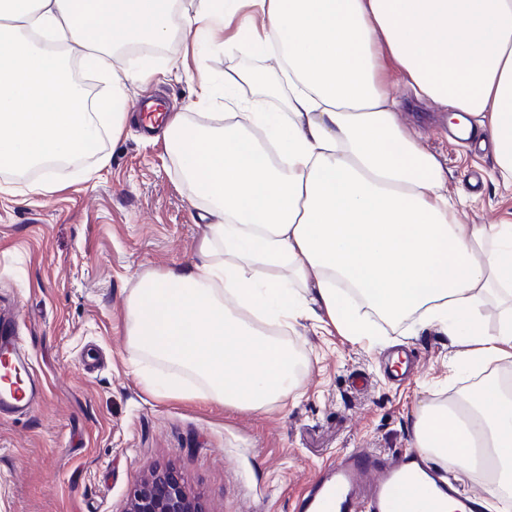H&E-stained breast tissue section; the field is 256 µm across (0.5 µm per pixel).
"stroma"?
<instances>
[{
    "mask_svg": "<svg viewBox=\"0 0 512 512\" xmlns=\"http://www.w3.org/2000/svg\"><path fill=\"white\" fill-rule=\"evenodd\" d=\"M184 43L172 37L129 61L153 71L131 85V101L156 95L165 112L193 116L224 109V73L275 62L225 48L223 35L199 64L213 79L210 103L180 70ZM388 88L398 119L441 162L450 192L465 198L458 224H511L512 189L489 177L491 153L449 143V115L417 100L406 85ZM148 118L131 112L118 141L77 151L54 168L57 188L28 193L40 174L0 172V306L12 307L43 391L28 415L0 421V512H123L151 465L170 466L206 512H295L307 485L352 448L410 449L415 412L477 389L487 371L512 375V358L489 369L454 366L458 348L420 315L381 322L376 342H351L303 322L286 340L310 365L294 396L259 410L196 397H169L146 377L173 374L152 360L134 364L126 336L127 296L138 277L190 263L207 205L185 180ZM109 156L98 167L99 156ZM94 169L93 179L81 173Z\"/></svg>",
    "mask_w": 512,
    "mask_h": 512,
    "instance_id": "1",
    "label": "stroma"
}]
</instances>
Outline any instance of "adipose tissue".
Instances as JSON below:
<instances>
[{"label":"adipose tissue","instance_id":"obj_1","mask_svg":"<svg viewBox=\"0 0 512 512\" xmlns=\"http://www.w3.org/2000/svg\"><path fill=\"white\" fill-rule=\"evenodd\" d=\"M199 57L225 45L273 53L279 69L224 74L225 115L165 121L166 146L207 199L187 266L140 276L126 331L138 358L180 368L202 397L256 410L290 396L306 362L267 327L326 316L355 343L378 321L421 314L465 350L463 365L512 357V225L451 218L438 159L400 124L385 77L475 118L493 147L491 178L512 186V0H0V171L74 157L119 139L129 86L114 50L173 31ZM80 51L107 85L82 101L53 45ZM249 83L285 99L264 112L235 95ZM500 309L494 334L483 309ZM412 445L460 476L491 472L488 501L512 489V386L423 405Z\"/></svg>","mask_w":512,"mask_h":512}]
</instances>
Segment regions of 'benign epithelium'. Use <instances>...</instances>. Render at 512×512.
<instances>
[{
    "mask_svg": "<svg viewBox=\"0 0 512 512\" xmlns=\"http://www.w3.org/2000/svg\"><path fill=\"white\" fill-rule=\"evenodd\" d=\"M124 512H205L170 468L150 467L131 489Z\"/></svg>",
    "mask_w": 512,
    "mask_h": 512,
    "instance_id": "benign-epithelium-1",
    "label": "benign epithelium"
}]
</instances>
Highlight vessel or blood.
Returning a JSON list of instances; mask_svg holds the SVG:
<instances>
[{"label": "vessel or blood", "instance_id": "vessel-or-blood-1", "mask_svg": "<svg viewBox=\"0 0 512 512\" xmlns=\"http://www.w3.org/2000/svg\"><path fill=\"white\" fill-rule=\"evenodd\" d=\"M25 367L22 339L14 315L0 312V360ZM39 382L25 376L21 385L0 388V417L10 418L32 407ZM472 502L443 475L439 465L408 451L381 456L360 449L330 464L297 500L298 512H440L444 500Z\"/></svg>", "mask_w": 512, "mask_h": 512}]
</instances>
